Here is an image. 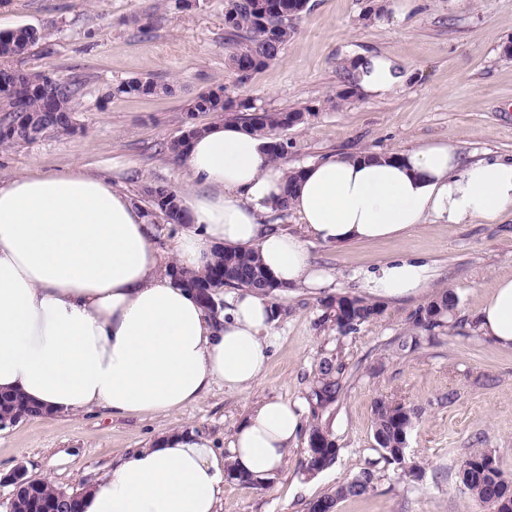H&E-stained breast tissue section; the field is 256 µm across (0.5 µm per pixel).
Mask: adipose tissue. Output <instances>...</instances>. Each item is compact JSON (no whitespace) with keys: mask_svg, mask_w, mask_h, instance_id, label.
Segmentation results:
<instances>
[{"mask_svg":"<svg viewBox=\"0 0 512 512\" xmlns=\"http://www.w3.org/2000/svg\"><path fill=\"white\" fill-rule=\"evenodd\" d=\"M352 76L367 97L406 79L386 56L359 57ZM178 195L189 227L177 265L203 270L215 246L257 248L285 287H314L306 238L340 245L402 239L426 222L493 224L512 212V161L462 162L447 141L396 158L366 152L308 163L292 200L305 238L267 221L285 185L259 137L216 122L191 140ZM151 218L108 174L82 165L0 180V392L20 393L48 414L103 409L115 416L174 414L213 383L247 390L264 378L275 307L243 290L205 310L162 271ZM436 278L424 258L388 259L367 276L370 295H425ZM485 338L512 351V278L494 281L478 311ZM301 429L287 402L254 406L229 457L210 440L174 431L113 463L80 500V512H219L229 470L274 474Z\"/></svg>","mask_w":512,"mask_h":512,"instance_id":"obj_1","label":"adipose tissue"}]
</instances>
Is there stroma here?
<instances>
[{"label":"stroma","mask_w":512,"mask_h":512,"mask_svg":"<svg viewBox=\"0 0 512 512\" xmlns=\"http://www.w3.org/2000/svg\"><path fill=\"white\" fill-rule=\"evenodd\" d=\"M393 0H309L293 37L266 67L238 82L230 67L224 0H0V32L35 26L44 40L0 67L41 72L81 85L75 129L29 144L0 148V177L28 170L61 172L74 163L106 170L113 185L149 205L147 189L180 188L183 166L160 149L181 136L186 108L223 85L226 96L258 109L305 114L282 132L283 169L327 156L367 150L397 153L446 140L466 157L512 159V0H416L396 12ZM382 5L367 17L369 6ZM360 55L398 60L409 76L387 95L336 96L353 81L348 64ZM141 78L171 93L128 96L123 82ZM314 265L328 273L317 288L275 293V346L257 387L238 392L214 384L174 415L112 416L98 411L44 416L0 429V512H8L16 467L68 490L99 483L113 458L143 448L176 428H190L228 453L232 435L258 401L297 406L312 415L306 394L319 362L339 355L344 390L324 418L339 448L318 474L302 467L306 433L291 444L267 488L226 480L220 512H308V504L375 467L367 493L336 512H485L457 481V465L474 449L491 452L512 477V351L472 331L488 286L512 277V215L494 224H425L409 237L343 246L311 242ZM411 253L434 262L433 292L458 297L450 330L409 339L418 299L383 301L382 313L348 336L325 323L324 301L366 296L365 279L388 257ZM386 398L418 408L407 460L417 474L380 461L373 409Z\"/></svg>","instance_id":"stroma-1"}]
</instances>
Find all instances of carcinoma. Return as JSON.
<instances>
[{
	"mask_svg": "<svg viewBox=\"0 0 512 512\" xmlns=\"http://www.w3.org/2000/svg\"><path fill=\"white\" fill-rule=\"evenodd\" d=\"M259 0H224V24L231 36L238 38L229 55L232 69L243 81L251 73L264 68L275 59L281 47L295 31L296 22L308 10L309 0H293V6H285V0H267L271 7L265 14H258ZM43 39L41 29L23 26L0 33V57H20ZM50 87L62 98L63 112L46 111L44 87ZM167 87L150 80L132 79L116 88V92L127 95H153L164 93ZM77 84L59 78H49L40 73H29L11 68H0V112L4 120L0 123V144L21 145L32 142L26 132L25 120L37 115L42 121L41 137L59 132L63 121L73 122L76 112ZM237 108L251 109L247 102H236L232 98L223 100L209 91L194 98L187 107L188 115L205 112H233ZM304 121V113L272 112L261 110L245 119L244 128L265 140V151L274 162L287 152L288 143L277 134ZM201 132V127L190 125L177 139L167 144L170 154L179 158L189 139ZM151 201L167 222L181 221L177 193L170 186L159 185L149 192ZM168 273L184 288L199 293L209 290L204 306L210 310L218 307L224 288H247L265 296L282 288L274 275L260 261L257 251L236 246L219 245L214 249V260L203 273L184 271L174 265ZM456 295L448 290L442 292L415 313L416 327L425 331L445 328L457 307ZM325 319L330 321L336 333L342 337L358 330L382 312L378 303L350 294H338L323 303ZM343 364L339 358H327L318 364L317 376L311 383L307 402L313 417L325 411L338 400L342 390ZM44 415L37 406L28 403L19 395L0 393V418L13 420L31 419ZM418 411L402 402L395 404L378 400L374 405L373 437L380 457L387 463H406V447L403 437L408 435ZM339 448L327 424L314 423L308 430L304 469L311 475L318 474L335 464ZM491 457L483 450H474L459 463L458 477L463 489L480 505L488 506L492 512H512V478L500 467L489 473L479 467V461ZM375 479L374 471L364 470L353 480L336 486L331 491L309 503V512H335L337 504L347 498L365 494ZM72 492L61 487L41 489L38 495L27 501L19 512H49L52 501Z\"/></svg>",
	"mask_w": 512,
	"mask_h": 512,
	"instance_id": "carcinoma-1",
	"label": "carcinoma"
}]
</instances>
